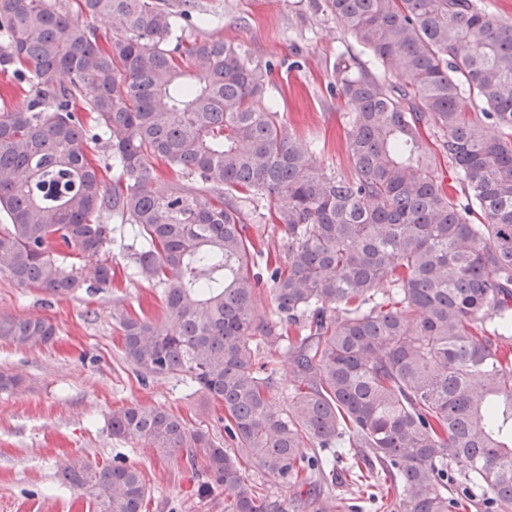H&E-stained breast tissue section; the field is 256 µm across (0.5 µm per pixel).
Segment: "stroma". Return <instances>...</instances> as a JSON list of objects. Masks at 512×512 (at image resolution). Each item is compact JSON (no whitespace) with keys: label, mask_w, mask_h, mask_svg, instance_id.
<instances>
[{"label":"stroma","mask_w":512,"mask_h":512,"mask_svg":"<svg viewBox=\"0 0 512 512\" xmlns=\"http://www.w3.org/2000/svg\"><path fill=\"white\" fill-rule=\"evenodd\" d=\"M185 40L223 37L241 45L254 65L273 63L265 98L302 140L320 147L325 173L349 174L344 111L336 97L337 59L370 67L371 57L340 28L323 0H190ZM111 287L56 298L0 277V313L43 317L57 329L53 344L20 350L0 341V370L24 378L19 394H0V512H98L95 501L60 485L70 459L102 466L123 458L145 479V512H224V497L199 498L200 476L183 461L152 455L112 437V409L133 402L163 406L189 427L223 438V410L178 377L141 383L122 354L117 311L161 318L157 289L131 276L127 240L114 230Z\"/></svg>","instance_id":"stroma-1"}]
</instances>
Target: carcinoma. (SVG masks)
I'll list each match as a JSON object with an SVG mask.
<instances>
[{
    "mask_svg": "<svg viewBox=\"0 0 512 512\" xmlns=\"http://www.w3.org/2000/svg\"><path fill=\"white\" fill-rule=\"evenodd\" d=\"M324 2L400 77L336 66L348 177L322 172L265 101L271 65L220 38L183 42L182 13L159 0H0V68L30 69L37 87L0 112V276L51 296L110 285L108 221L130 226L133 269L164 314L119 315L125 359L143 384L181 377L221 405L224 442L141 403L113 410L111 433L184 460L224 512H288L267 482L337 512L321 486L338 469L363 493L386 486V512H512V22L477 0ZM85 16L112 22L108 46ZM78 107L111 154L110 189ZM432 134L458 197L434 176ZM265 197L285 248V266L265 260L274 323L258 319L250 223ZM97 256L88 276L72 262ZM56 335L0 314L18 349ZM283 362L295 388L279 412ZM22 383L0 372V393ZM60 473L99 512H143L133 463Z\"/></svg>",
    "mask_w": 512,
    "mask_h": 512,
    "instance_id": "obj_1",
    "label": "carcinoma"
}]
</instances>
